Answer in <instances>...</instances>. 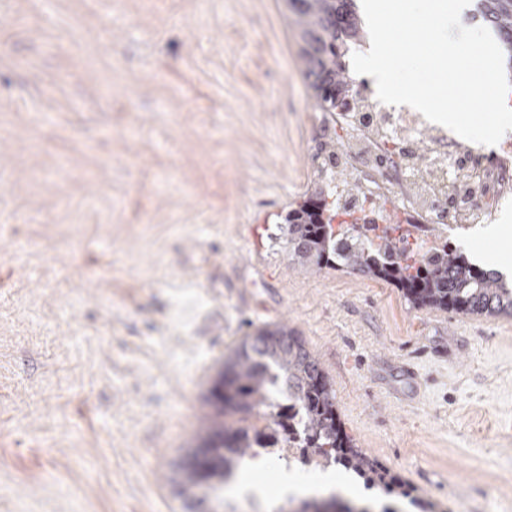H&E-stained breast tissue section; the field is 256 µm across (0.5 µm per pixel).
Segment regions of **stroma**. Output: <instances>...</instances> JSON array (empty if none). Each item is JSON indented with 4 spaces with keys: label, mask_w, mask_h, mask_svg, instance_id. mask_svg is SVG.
Wrapping results in <instances>:
<instances>
[{
    "label": "stroma",
    "mask_w": 512,
    "mask_h": 512,
    "mask_svg": "<svg viewBox=\"0 0 512 512\" xmlns=\"http://www.w3.org/2000/svg\"><path fill=\"white\" fill-rule=\"evenodd\" d=\"M325 117L282 0H0V512H187L224 358L278 324L435 512H512V317L288 254Z\"/></svg>",
    "instance_id": "1"
}]
</instances>
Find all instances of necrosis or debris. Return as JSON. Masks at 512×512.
<instances>
[{"mask_svg":"<svg viewBox=\"0 0 512 512\" xmlns=\"http://www.w3.org/2000/svg\"><path fill=\"white\" fill-rule=\"evenodd\" d=\"M342 114L350 143L328 167L360 174L365 189L349 205L366 223L377 222L381 195L400 190L421 223L443 234L475 231L493 223L497 203L512 192V148L462 142L415 109L382 107L363 91Z\"/></svg>","mask_w":512,"mask_h":512,"instance_id":"1","label":"necrosis or debris"}]
</instances>
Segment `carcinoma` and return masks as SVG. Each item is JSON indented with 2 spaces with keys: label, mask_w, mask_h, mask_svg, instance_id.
<instances>
[{
  "label": "carcinoma",
  "mask_w": 512,
  "mask_h": 512,
  "mask_svg": "<svg viewBox=\"0 0 512 512\" xmlns=\"http://www.w3.org/2000/svg\"><path fill=\"white\" fill-rule=\"evenodd\" d=\"M295 29L302 73L322 111L334 112L354 82L349 59L364 45L356 0H284ZM471 20L487 27L504 53L512 75V0H477ZM288 253L305 268H346L390 282L417 308L450 309L476 316H512V282L496 271L470 263L455 246L443 242L419 257L399 251L397 239L378 224H359L348 210L329 212L315 194L284 217ZM293 402L284 406L278 396ZM212 396L221 410L263 408L270 424L228 427L222 423L206 444L176 465L173 482L187 507L207 512L200 489L224 490L245 461L261 452L275 453L281 442L317 456L327 466H341L370 488L409 500L429 512L400 476L354 447L343 433L334 393L321 362L301 337L285 325L263 327L245 337L224 360ZM279 512H368L349 501L302 500Z\"/></svg>",
  "instance_id": "1"
}]
</instances>
